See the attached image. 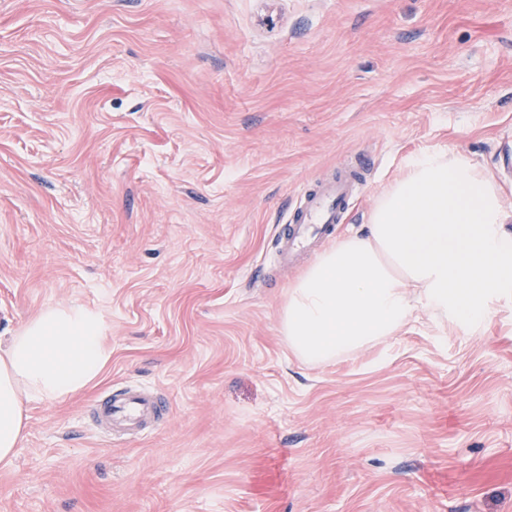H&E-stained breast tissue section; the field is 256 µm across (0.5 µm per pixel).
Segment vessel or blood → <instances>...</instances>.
I'll list each match as a JSON object with an SVG mask.
<instances>
[{
	"label": "vessel or blood",
	"mask_w": 512,
	"mask_h": 512,
	"mask_svg": "<svg viewBox=\"0 0 512 512\" xmlns=\"http://www.w3.org/2000/svg\"><path fill=\"white\" fill-rule=\"evenodd\" d=\"M365 170L364 162L357 160L345 165L336 177L301 189L277 236V256L282 266L294 265L333 234L345 218L350 199L362 187ZM93 411L97 426L120 438L163 421L168 405L154 392L121 385L101 393Z\"/></svg>",
	"instance_id": "1"
}]
</instances>
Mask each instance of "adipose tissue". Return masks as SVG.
Masks as SVG:
<instances>
[{"instance_id": "ef3b65f1", "label": "adipose tissue", "mask_w": 512, "mask_h": 512, "mask_svg": "<svg viewBox=\"0 0 512 512\" xmlns=\"http://www.w3.org/2000/svg\"><path fill=\"white\" fill-rule=\"evenodd\" d=\"M500 193L466 157L426 153L378 199L367 228L323 252L288 289L289 349L320 364L396 335L418 310L473 323L512 287V232ZM97 310L59 305L0 340V462L10 463L27 406L77 394L112 357Z\"/></svg>"}]
</instances>
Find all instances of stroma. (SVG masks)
<instances>
[{
  "mask_svg": "<svg viewBox=\"0 0 512 512\" xmlns=\"http://www.w3.org/2000/svg\"><path fill=\"white\" fill-rule=\"evenodd\" d=\"M434 151L512 215V0H0V336L75 303L112 349L0 512H512V290L324 364L281 332L297 192L368 158L341 238ZM114 384L166 420L112 441Z\"/></svg>",
  "mask_w": 512,
  "mask_h": 512,
  "instance_id": "35a3bbf8",
  "label": "stroma"
}]
</instances>
